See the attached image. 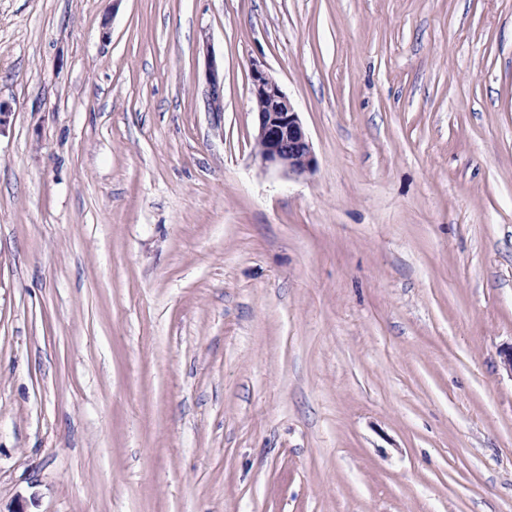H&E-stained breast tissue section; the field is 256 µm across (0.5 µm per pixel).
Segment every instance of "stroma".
<instances>
[{
  "mask_svg": "<svg viewBox=\"0 0 512 512\" xmlns=\"http://www.w3.org/2000/svg\"><path fill=\"white\" fill-rule=\"evenodd\" d=\"M0 100V512H512V0H0ZM208 106L211 112H223L224 109V72L220 64L210 55L208 65ZM251 95L257 114L255 155L261 166L288 177L314 173L312 144L293 102L278 81L256 64L251 68Z\"/></svg>",
  "mask_w": 512,
  "mask_h": 512,
  "instance_id": "stroma-1",
  "label": "stroma"
}]
</instances>
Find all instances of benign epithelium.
<instances>
[{
  "label": "benign epithelium",
  "mask_w": 512,
  "mask_h": 512,
  "mask_svg": "<svg viewBox=\"0 0 512 512\" xmlns=\"http://www.w3.org/2000/svg\"><path fill=\"white\" fill-rule=\"evenodd\" d=\"M208 106L224 109V74L214 57L208 65ZM251 95L257 114L255 155L265 169L290 177L314 173L316 158L298 112L278 81L260 66L251 68Z\"/></svg>",
  "instance_id": "1"
}]
</instances>
